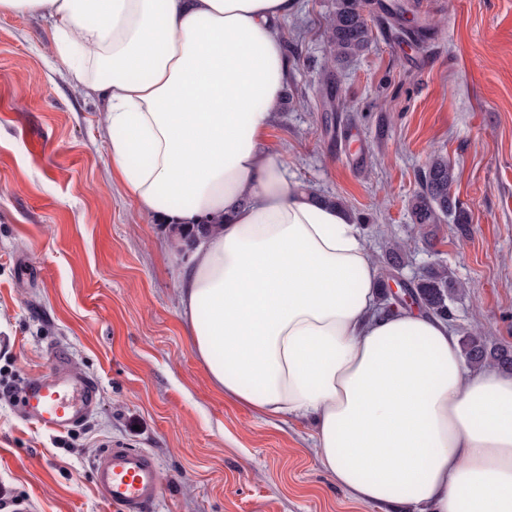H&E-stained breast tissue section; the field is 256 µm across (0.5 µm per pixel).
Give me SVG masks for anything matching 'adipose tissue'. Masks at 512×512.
I'll return each mask as SVG.
<instances>
[{
	"instance_id": "ef3b65f1",
	"label": "adipose tissue",
	"mask_w": 512,
	"mask_h": 512,
	"mask_svg": "<svg viewBox=\"0 0 512 512\" xmlns=\"http://www.w3.org/2000/svg\"><path fill=\"white\" fill-rule=\"evenodd\" d=\"M298 0H0L53 23L97 95L110 164L161 223L210 221L176 282L195 353L225 396L310 417L355 501L512 512V374L468 369L447 321L381 312L377 268L341 207L292 181L263 137Z\"/></svg>"
}]
</instances>
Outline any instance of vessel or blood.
Segmentation results:
<instances>
[{"label":"vessel or blood","mask_w":512,"mask_h":512,"mask_svg":"<svg viewBox=\"0 0 512 512\" xmlns=\"http://www.w3.org/2000/svg\"><path fill=\"white\" fill-rule=\"evenodd\" d=\"M100 386L71 372L65 353L51 366L24 379L16 412L25 422L48 432H66L86 421L98 404ZM97 491L115 512H149L164 483L156 457L139 448H108L92 464Z\"/></svg>","instance_id":"obj_1"}]
</instances>
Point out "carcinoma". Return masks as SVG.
Listing matches in <instances>:
<instances>
[{
	"mask_svg": "<svg viewBox=\"0 0 512 512\" xmlns=\"http://www.w3.org/2000/svg\"><path fill=\"white\" fill-rule=\"evenodd\" d=\"M369 6V0H335L326 28V65L349 61L368 45L370 29L365 12ZM455 180V169L446 157L434 154L429 158L421 173L420 192L411 207L414 223L440 224L445 219L455 224L469 223L467 212L448 192ZM411 288L417 304L443 318L450 317V304L462 293V285L443 266L423 270ZM461 351L470 367L493 364L512 371V349L492 347L486 337L476 331L463 332Z\"/></svg>",
	"mask_w": 512,
	"mask_h": 512,
	"instance_id": "obj_1",
	"label": "carcinoma"
}]
</instances>
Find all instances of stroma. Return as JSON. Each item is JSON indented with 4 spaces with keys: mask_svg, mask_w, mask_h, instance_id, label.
Wrapping results in <instances>:
<instances>
[{
    "mask_svg": "<svg viewBox=\"0 0 512 512\" xmlns=\"http://www.w3.org/2000/svg\"><path fill=\"white\" fill-rule=\"evenodd\" d=\"M281 25L290 68L265 135L293 179L340 198L377 268L441 263L464 283L454 332L512 348V0H421L425 42L397 37L382 8L371 40L326 88L334 0H299ZM103 103L52 52V23L0 15V383L19 385L65 350L100 399L76 430L20 419L0 393V488L30 512H112L91 465L108 446L160 461L154 512H418L360 503L336 487L302 419L262 418L225 397L176 307L182 254L113 175ZM448 158L465 225L420 236L411 201L428 157Z\"/></svg>",
    "mask_w": 512,
    "mask_h": 512,
    "instance_id": "1",
    "label": "stroma"
}]
</instances>
